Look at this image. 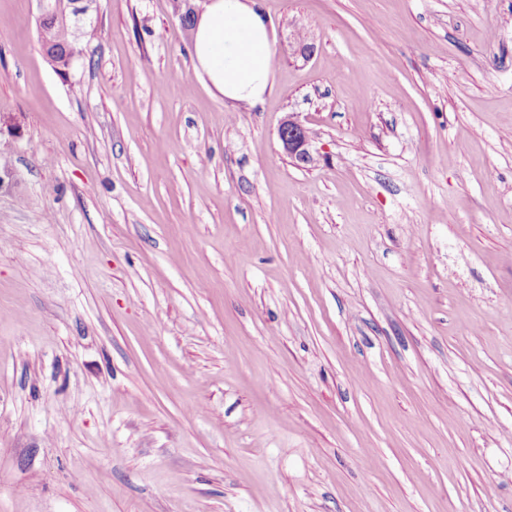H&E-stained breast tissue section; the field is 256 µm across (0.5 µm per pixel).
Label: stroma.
<instances>
[{
    "instance_id": "1",
    "label": "stroma",
    "mask_w": 512,
    "mask_h": 512,
    "mask_svg": "<svg viewBox=\"0 0 512 512\" xmlns=\"http://www.w3.org/2000/svg\"><path fill=\"white\" fill-rule=\"evenodd\" d=\"M254 2L0 0V512H512V0ZM96 2L95 0H92ZM91 0H68L67 4L61 8L64 1H55L54 5L50 1L38 0L40 19L54 14H63L66 18L69 17L74 26V32L80 31L81 22L87 18L92 8ZM72 26V27H73ZM193 55L224 98L255 106L267 91L272 46L262 14L242 0H209L195 29ZM84 29L76 37L69 27L60 22L55 25L39 26L40 46L45 53H48L57 61L59 67L69 68L71 51L73 48H77L78 51L77 45L81 36L88 37L95 28L89 25V28ZM278 137L284 150L298 166L312 161L310 136L306 128L294 117L288 116L279 127Z\"/></svg>"
}]
</instances>
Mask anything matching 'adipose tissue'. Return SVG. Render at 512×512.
<instances>
[{"instance_id":"ef3b65f1","label":"adipose tissue","mask_w":512,"mask_h":512,"mask_svg":"<svg viewBox=\"0 0 512 512\" xmlns=\"http://www.w3.org/2000/svg\"><path fill=\"white\" fill-rule=\"evenodd\" d=\"M199 69L225 98L262 102L272 66V46L262 14L245 0H209L195 29Z\"/></svg>"}]
</instances>
